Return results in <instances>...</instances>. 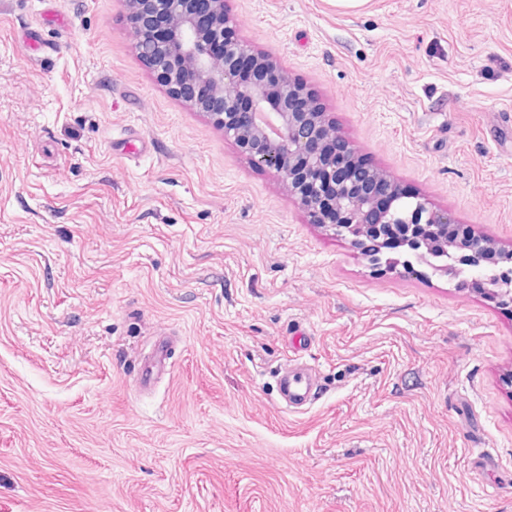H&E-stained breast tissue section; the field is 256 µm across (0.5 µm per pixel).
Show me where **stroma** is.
I'll return each instance as SVG.
<instances>
[{
  "instance_id": "stroma-1",
  "label": "stroma",
  "mask_w": 512,
  "mask_h": 512,
  "mask_svg": "<svg viewBox=\"0 0 512 512\" xmlns=\"http://www.w3.org/2000/svg\"><path fill=\"white\" fill-rule=\"evenodd\" d=\"M224 7L356 157L512 250V0ZM134 42L124 0H0V512H512V314L371 267ZM317 372L299 359H290L281 368L278 389L281 403L289 411H300L318 397Z\"/></svg>"
}]
</instances>
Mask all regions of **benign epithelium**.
I'll return each instance as SVG.
<instances>
[{
  "label": "benign epithelium",
  "mask_w": 512,
  "mask_h": 512,
  "mask_svg": "<svg viewBox=\"0 0 512 512\" xmlns=\"http://www.w3.org/2000/svg\"><path fill=\"white\" fill-rule=\"evenodd\" d=\"M130 12L141 17L136 50L156 80L168 92L205 113L250 160L274 172L288 193L317 224L351 237L367 251L369 260H383L384 247L395 238L407 254L420 257L435 243L437 224L451 219L424 201L403 213L395 198L403 188L392 183L386 205L358 181L354 156L341 159L331 152L337 139L333 125L313 103L303 111L293 108L304 90L276 64L257 53L232 31L224 0H125ZM205 87L209 98L194 100L188 90ZM453 262L458 272L482 277L489 270L512 292V263L502 264L498 252L484 242L461 236L453 242Z\"/></svg>",
  "instance_id": "obj_1"
}]
</instances>
